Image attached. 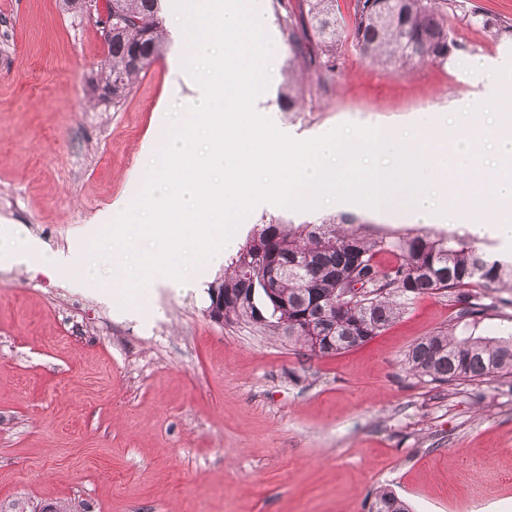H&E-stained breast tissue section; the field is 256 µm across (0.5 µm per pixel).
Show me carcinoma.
I'll use <instances>...</instances> for the list:
<instances>
[{"mask_svg": "<svg viewBox=\"0 0 512 512\" xmlns=\"http://www.w3.org/2000/svg\"><path fill=\"white\" fill-rule=\"evenodd\" d=\"M296 0L286 6L284 25L289 50L288 74L279 104L293 112L305 92L301 76L318 86L331 77L343 45L351 44L365 61L383 68L445 63L457 48L449 18L462 8L458 0ZM112 42L95 79L105 99L116 106L132 92L161 56L165 35L161 0H111ZM355 218L320 224H263L231 258L215 281L230 303L224 322H252L260 332L288 341L313 356L338 354L383 333L416 298L448 296L454 308L452 328L418 340L406 356L407 370L439 384L480 382L512 374V332L499 338L468 335L455 328L476 327L491 309L512 305V297L488 296L493 288L512 293V264L490 261L470 242L454 234L424 232L372 235L352 226ZM397 260L382 264L381 253ZM276 255L288 264L277 291L265 287L263 261ZM336 323L330 344H316L311 325ZM369 512H410L393 491L376 492Z\"/></svg>", "mask_w": 512, "mask_h": 512, "instance_id": "1", "label": "carcinoma"}]
</instances>
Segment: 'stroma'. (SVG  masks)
<instances>
[{"label":"stroma","mask_w":512,"mask_h":512,"mask_svg":"<svg viewBox=\"0 0 512 512\" xmlns=\"http://www.w3.org/2000/svg\"><path fill=\"white\" fill-rule=\"evenodd\" d=\"M490 28L453 22L445 65L392 71L345 47L334 80L294 112L277 110L280 45L262 92L276 127H405L420 112L482 105L490 70L512 58V0H465ZM0 226L20 224L51 252L91 240L112 205L138 202L169 114L197 93L187 46L163 55L112 105L92 80L107 48L63 0H0ZM330 207L242 215L232 258L262 224H318ZM104 256L84 288L0 264V507L87 512H368L379 489L411 512H512V376L437 385L412 376L410 347L448 328L446 297L425 295L382 334L317 357L207 312L200 288L157 275L133 299H105Z\"/></svg>","instance_id":"35a3bbf8"}]
</instances>
